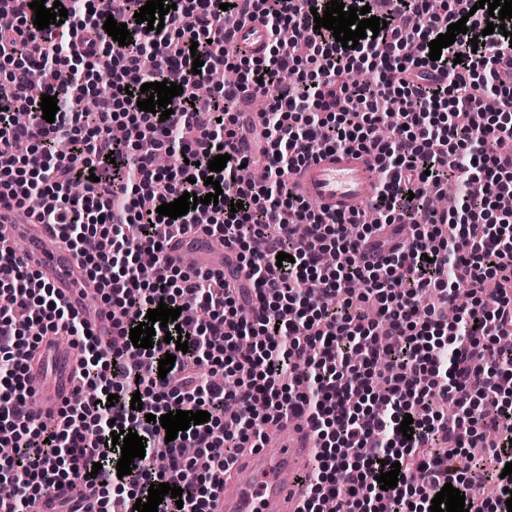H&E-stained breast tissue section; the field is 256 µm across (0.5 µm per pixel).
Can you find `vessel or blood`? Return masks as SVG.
<instances>
[{
  "mask_svg": "<svg viewBox=\"0 0 512 512\" xmlns=\"http://www.w3.org/2000/svg\"><path fill=\"white\" fill-rule=\"evenodd\" d=\"M236 38L254 54H262L268 33L254 22L240 24ZM379 168L367 152L339 151L310 158L297 175L300 193L309 200L348 213L373 200L379 187ZM52 234L47 225L28 223L15 209L0 210V239L5 240L33 269L59 288L71 307L96 330L111 328L109 312L88 307L85 292L91 283L65 247H48ZM57 375L46 380L38 366H31L29 379L40 390L42 410H57L72 399L79 382L75 349L57 352ZM277 458L256 450L239 460L224 477V495L219 512H297L304 486L302 478L313 452L314 439L304 419L291 417L276 427Z\"/></svg>",
  "mask_w": 512,
  "mask_h": 512,
  "instance_id": "b4317fda",
  "label": "vessel or blood"
}]
</instances>
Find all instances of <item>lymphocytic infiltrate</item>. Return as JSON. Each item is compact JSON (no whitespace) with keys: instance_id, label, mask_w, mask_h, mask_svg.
<instances>
[{"instance_id":"lymphocytic-infiltrate-1","label":"lymphocytic infiltrate","mask_w":512,"mask_h":512,"mask_svg":"<svg viewBox=\"0 0 512 512\" xmlns=\"http://www.w3.org/2000/svg\"><path fill=\"white\" fill-rule=\"evenodd\" d=\"M61 25L40 30L29 0L4 5L14 24L0 28V208H19L37 224L55 226L63 244L97 284L103 308L118 309L112 325L123 338L112 349L40 272L0 245V443L14 455L0 463V482L16 483L0 497V512H134L150 485L183 488L158 512H214L224 490V469L248 448L263 447L268 426L305 418L315 440V465L298 512H431L444 484L465 496L469 512H508L512 474V18L485 34L488 12L476 0H394L383 11L376 38L342 47L331 30H316L314 11L326 0H164L161 31L137 23L147 0H87ZM261 24L263 55L250 57L234 43L225 16ZM126 24L131 42L113 41L107 17ZM466 20L467 33L429 58V43L450 24ZM302 28L304 43L281 40L282 28ZM481 46H471L472 36ZM155 61L144 72V55ZM200 72H193L194 57ZM309 64V71L296 68ZM237 69L234 85L219 95L196 89L219 69ZM378 72L372 84L345 76ZM109 85H100V72ZM170 81L183 92L171 100L169 119L140 110L141 86ZM271 93L261 115L254 152L235 144L244 96ZM57 97L46 122L42 95ZM93 97L96 119L85 128L80 104ZM26 112L28 124L15 115ZM123 123L124 138L112 137ZM68 139L71 154L55 150ZM342 149L374 153L381 182L370 211L343 214L312 209L289 179L312 156ZM228 154L225 168L208 163ZM172 153L179 165L159 171L155 158ZM262 164L261 182L241 181L242 165ZM97 180L74 199L77 171ZM219 180L217 204L197 205L172 219L158 206L189 192L204 197L207 177ZM457 204L439 216L429 205L447 182ZM240 202L232 210V202ZM202 228L237 254L238 269L204 265L184 271L169 255L174 232ZM410 227L399 239L402 227ZM99 242L96 251L83 247ZM346 255L322 264L323 253ZM285 252L289 261L277 262ZM469 302L457 306L458 290ZM180 308L187 352L165 342L156 327L152 348L134 347L131 328L159 303ZM66 332L80 355V387L54 414L38 417L26 397L28 365L43 337ZM176 357L166 378L158 361ZM236 373L234 389L214 383L210 368ZM113 406H106L108 395ZM140 395L142 410L131 407ZM447 399L457 419L436 411ZM209 412L210 419L166 441L158 416ZM154 422H147V415ZM413 418L412 438L399 425ZM133 430L145 456L118 476L101 461L114 433ZM204 458L196 464L185 445ZM481 444L495 461L497 493L479 500L475 482L451 459ZM101 470H94V463ZM400 464L396 487L381 489L382 466ZM422 470L425 482L411 481Z\"/></svg>"}]
</instances>
